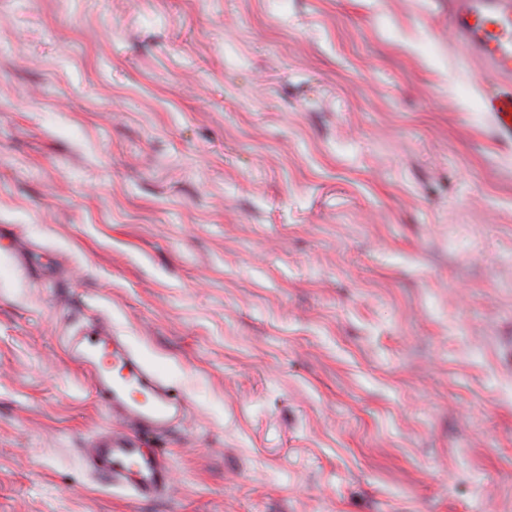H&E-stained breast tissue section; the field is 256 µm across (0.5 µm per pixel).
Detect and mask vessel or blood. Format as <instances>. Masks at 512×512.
Segmentation results:
<instances>
[{
  "mask_svg": "<svg viewBox=\"0 0 512 512\" xmlns=\"http://www.w3.org/2000/svg\"><path fill=\"white\" fill-rule=\"evenodd\" d=\"M451 28L480 63L481 107L494 139L511 144L512 0H454ZM69 349L114 422L89 440L88 466L139 500L165 498L172 486L169 455L151 442L182 423L185 406L160 372L107 321L72 337Z\"/></svg>",
  "mask_w": 512,
  "mask_h": 512,
  "instance_id": "b4317fda",
  "label": "vessel or blood"
}]
</instances>
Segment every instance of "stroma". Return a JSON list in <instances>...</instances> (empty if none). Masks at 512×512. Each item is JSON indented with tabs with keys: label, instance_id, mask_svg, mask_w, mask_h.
<instances>
[{
	"label": "stroma",
	"instance_id": "obj_1",
	"mask_svg": "<svg viewBox=\"0 0 512 512\" xmlns=\"http://www.w3.org/2000/svg\"><path fill=\"white\" fill-rule=\"evenodd\" d=\"M449 0H0V512H512V145ZM188 402L87 469L64 337ZM69 349L87 374L97 402L120 424L119 431L106 427L89 440L85 448L88 466L138 500L165 498L172 486L169 455L161 448L144 446L181 424L185 406L160 372L107 321L100 320L73 336ZM135 392L144 399H135Z\"/></svg>",
	"mask_w": 512,
	"mask_h": 512
}]
</instances>
